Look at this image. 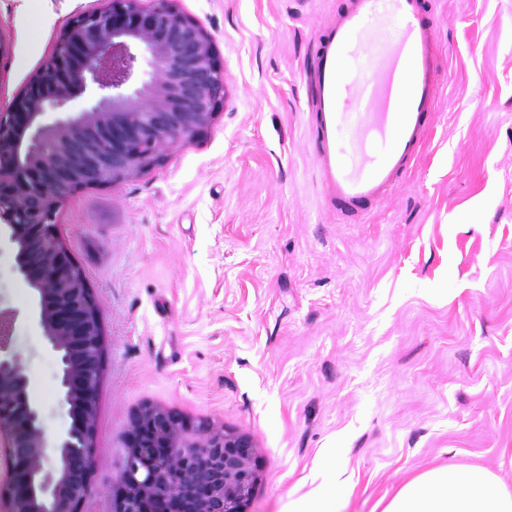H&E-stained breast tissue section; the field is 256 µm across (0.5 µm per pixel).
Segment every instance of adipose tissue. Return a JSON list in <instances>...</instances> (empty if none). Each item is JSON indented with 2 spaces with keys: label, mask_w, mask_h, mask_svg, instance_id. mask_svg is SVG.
I'll return each mask as SVG.
<instances>
[{
  "label": "adipose tissue",
  "mask_w": 512,
  "mask_h": 512,
  "mask_svg": "<svg viewBox=\"0 0 512 512\" xmlns=\"http://www.w3.org/2000/svg\"><path fill=\"white\" fill-rule=\"evenodd\" d=\"M383 512H512V491L484 468L451 465L405 484Z\"/></svg>",
  "instance_id": "obj_1"
}]
</instances>
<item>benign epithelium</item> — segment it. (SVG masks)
<instances>
[{
  "mask_svg": "<svg viewBox=\"0 0 512 512\" xmlns=\"http://www.w3.org/2000/svg\"><path fill=\"white\" fill-rule=\"evenodd\" d=\"M212 36L177 0H109L74 14L48 59L0 107V242L34 293V317L59 362L49 429L0 308V512H80L94 469L105 329L94 290L56 231L65 199L116 185L202 139L224 107ZM80 98L75 107L72 102ZM112 512H244L261 465L250 435L146 404L132 416Z\"/></svg>",
  "mask_w": 512,
  "mask_h": 512,
  "instance_id": "benign-epithelium-1",
  "label": "benign epithelium"
}]
</instances>
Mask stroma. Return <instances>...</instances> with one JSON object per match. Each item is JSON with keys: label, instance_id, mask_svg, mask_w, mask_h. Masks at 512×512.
Listing matches in <instances>:
<instances>
[{"label": "stroma", "instance_id": "35a3bbf8", "mask_svg": "<svg viewBox=\"0 0 512 512\" xmlns=\"http://www.w3.org/2000/svg\"><path fill=\"white\" fill-rule=\"evenodd\" d=\"M105 0H0V104L68 18ZM211 34L228 95L207 136L112 187L72 193L59 237L106 329L94 470L111 512L148 403L251 435L246 512H382L455 463L512 490V0H428L439 111L412 177L366 223L337 213L313 158L315 50L346 0H178ZM0 255V302L51 429L57 360Z\"/></svg>", "mask_w": 512, "mask_h": 512}]
</instances>
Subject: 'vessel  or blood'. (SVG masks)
Returning <instances> with one entry per match:
<instances>
[{
	"instance_id": "1",
	"label": "vessel or blood",
	"mask_w": 512,
	"mask_h": 512,
	"mask_svg": "<svg viewBox=\"0 0 512 512\" xmlns=\"http://www.w3.org/2000/svg\"><path fill=\"white\" fill-rule=\"evenodd\" d=\"M422 0H349L315 62L314 157L338 212L364 223L404 185L438 109Z\"/></svg>"
}]
</instances>
